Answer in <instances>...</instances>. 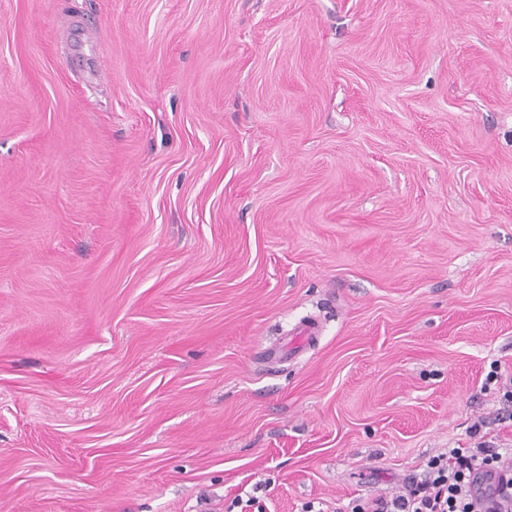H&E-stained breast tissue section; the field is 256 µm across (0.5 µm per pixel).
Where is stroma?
<instances>
[{"instance_id":"35a3bbf8","label":"stroma","mask_w":512,"mask_h":512,"mask_svg":"<svg viewBox=\"0 0 512 512\" xmlns=\"http://www.w3.org/2000/svg\"><path fill=\"white\" fill-rule=\"evenodd\" d=\"M511 380L512 0H0V512H350Z\"/></svg>"}]
</instances>
